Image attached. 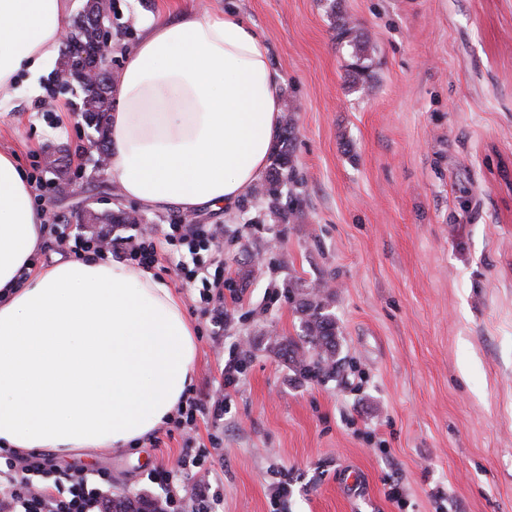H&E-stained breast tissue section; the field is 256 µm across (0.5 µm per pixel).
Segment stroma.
Returning <instances> with one entry per match:
<instances>
[{"label": "stroma", "mask_w": 512, "mask_h": 512, "mask_svg": "<svg viewBox=\"0 0 512 512\" xmlns=\"http://www.w3.org/2000/svg\"><path fill=\"white\" fill-rule=\"evenodd\" d=\"M228 10L267 39L294 132L279 141L294 170L279 207L267 196L196 212L224 228L234 296L212 332L202 281L164 254L153 272L197 331L193 388L224 390V420L189 438L213 467L221 512H512V0H112V71L165 8ZM348 21L368 41V92L348 70ZM76 93L53 108L21 87L0 96V147L30 175L69 149L67 198L36 197L51 230L40 262L60 254L70 213L116 211L87 160ZM69 118L66 138L52 136ZM324 282L340 330L333 374L304 377L280 346L300 335L291 289ZM238 360L224 386L226 359ZM178 429L132 449L54 458L59 470L112 476L113 497L148 495L172 470ZM289 493L272 505L271 488Z\"/></svg>", "instance_id": "stroma-1"}]
</instances>
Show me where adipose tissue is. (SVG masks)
Here are the masks:
<instances>
[{
    "mask_svg": "<svg viewBox=\"0 0 512 512\" xmlns=\"http://www.w3.org/2000/svg\"><path fill=\"white\" fill-rule=\"evenodd\" d=\"M68 0H0V92L59 57ZM267 40L219 10L159 15L125 56L108 173L149 209L234 205L258 184L281 127ZM49 236L32 184L0 149V447L48 456L123 450L173 419L196 333L152 271L114 259L35 257Z\"/></svg>",
    "mask_w": 512,
    "mask_h": 512,
    "instance_id": "adipose-tissue-1",
    "label": "adipose tissue"
}]
</instances>
